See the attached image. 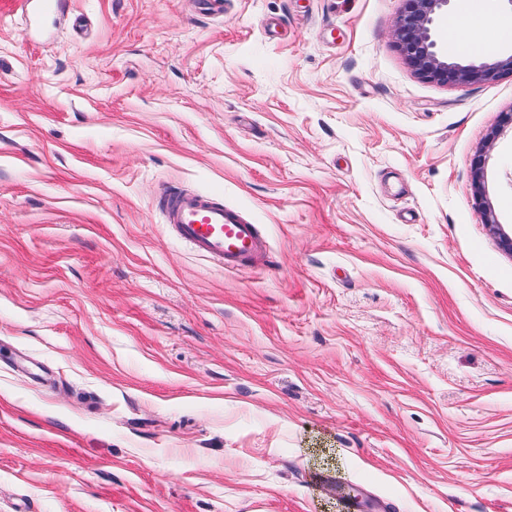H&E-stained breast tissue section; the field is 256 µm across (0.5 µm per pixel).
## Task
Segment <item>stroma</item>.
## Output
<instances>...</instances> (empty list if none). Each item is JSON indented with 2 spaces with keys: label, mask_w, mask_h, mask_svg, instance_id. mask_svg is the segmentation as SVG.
<instances>
[{
  "label": "stroma",
  "mask_w": 512,
  "mask_h": 512,
  "mask_svg": "<svg viewBox=\"0 0 512 512\" xmlns=\"http://www.w3.org/2000/svg\"><path fill=\"white\" fill-rule=\"evenodd\" d=\"M404 0H0V512H512V77ZM173 188L259 225L227 269ZM450 0H405L396 31L397 44L421 78L441 84H471L512 75V55L494 61L448 60L433 38L437 19ZM484 167L485 158L482 159V155H479L474 166L473 171V182L475 186V192L479 205L482 206L484 216L486 217V224L489 225L490 230L494 235L497 236L501 248L512 254V234H508L504 231L500 224H497L489 203L485 196V184H484Z\"/></svg>",
  "instance_id": "35a3bbf8"
}]
</instances>
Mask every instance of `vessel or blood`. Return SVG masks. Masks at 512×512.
Segmentation results:
<instances>
[{
    "instance_id": "1",
    "label": "vessel or blood",
    "mask_w": 512,
    "mask_h": 512,
    "mask_svg": "<svg viewBox=\"0 0 512 512\" xmlns=\"http://www.w3.org/2000/svg\"><path fill=\"white\" fill-rule=\"evenodd\" d=\"M167 224L178 239L224 267L244 265L268 250L257 225L237 210L188 191L170 193L164 203Z\"/></svg>"
}]
</instances>
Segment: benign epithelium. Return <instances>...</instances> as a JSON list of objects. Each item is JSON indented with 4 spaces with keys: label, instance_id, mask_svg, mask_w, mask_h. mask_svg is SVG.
Segmentation results:
<instances>
[{
    "label": "benign epithelium",
    "instance_id": "obj_1",
    "mask_svg": "<svg viewBox=\"0 0 512 512\" xmlns=\"http://www.w3.org/2000/svg\"><path fill=\"white\" fill-rule=\"evenodd\" d=\"M450 0H405L396 31L397 44L421 78L441 84H471L512 75V55L501 60L472 61L450 60L438 49L433 38L437 19L448 9ZM485 160L477 158L473 171V182L479 205L482 206L490 230L497 236L501 248L512 254V234L497 224L485 196Z\"/></svg>",
    "mask_w": 512,
    "mask_h": 512
}]
</instances>
